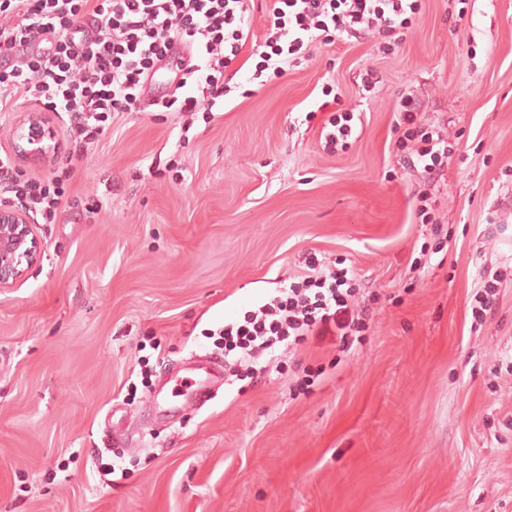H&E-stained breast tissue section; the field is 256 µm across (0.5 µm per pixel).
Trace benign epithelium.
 Returning a JSON list of instances; mask_svg holds the SVG:
<instances>
[{
	"instance_id": "1",
	"label": "benign epithelium",
	"mask_w": 512,
	"mask_h": 512,
	"mask_svg": "<svg viewBox=\"0 0 512 512\" xmlns=\"http://www.w3.org/2000/svg\"><path fill=\"white\" fill-rule=\"evenodd\" d=\"M49 116L30 112L21 121L20 139L30 146L28 152H44L45 125ZM39 257L34 224L28 211L20 203L0 206V288H6L20 278Z\"/></svg>"
}]
</instances>
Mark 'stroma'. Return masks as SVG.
<instances>
[{
	"label": "stroma",
	"mask_w": 512,
	"mask_h": 512,
	"mask_svg": "<svg viewBox=\"0 0 512 512\" xmlns=\"http://www.w3.org/2000/svg\"><path fill=\"white\" fill-rule=\"evenodd\" d=\"M257 61L246 44L223 110L186 133L154 110L172 89L158 77L79 162L67 115L50 117L55 153L26 159L32 104L0 112V154L25 176L74 169L34 226L39 259L0 288V512H512V0H421L388 53L319 44L263 82ZM329 89L362 119L334 153ZM407 94L453 146L433 225L414 217L427 177L397 156ZM313 255L356 277L354 354L304 346L200 408L157 398ZM484 267L506 275L475 330Z\"/></svg>",
	"instance_id": "obj_1"
}]
</instances>
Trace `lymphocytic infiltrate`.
Masks as SVG:
<instances>
[{"label":"lymphocytic infiltrate","instance_id":"1","mask_svg":"<svg viewBox=\"0 0 512 512\" xmlns=\"http://www.w3.org/2000/svg\"><path fill=\"white\" fill-rule=\"evenodd\" d=\"M421 10L420 0H272L256 74L282 75L308 49L335 38L400 42ZM248 0H0V112L25 99L70 114L69 135L98 141L118 112L139 109L145 76L174 42L186 43L191 63L157 111L212 113L232 88L224 74L252 40ZM394 126L406 168L437 178L451 150L445 127L423 123L414 99L401 98ZM22 178L0 155V189L43 219H53L60 184ZM354 277L345 268L309 262L292 281L224 326V367L261 377L280 356L308 343L350 352L365 329Z\"/></svg>","mask_w":512,"mask_h":512}]
</instances>
